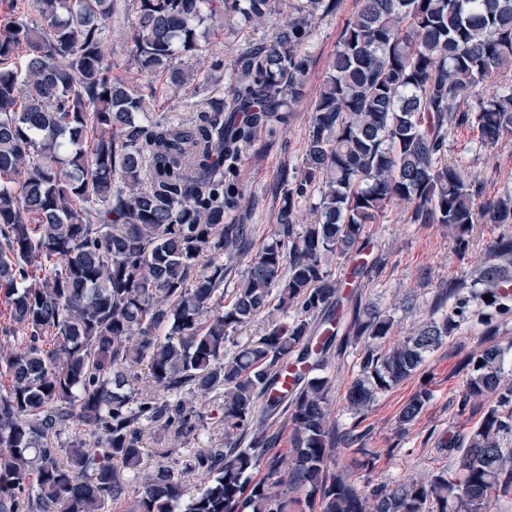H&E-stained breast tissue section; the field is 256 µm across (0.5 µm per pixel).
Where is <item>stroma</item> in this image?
<instances>
[{
    "label": "stroma",
    "mask_w": 512,
    "mask_h": 512,
    "mask_svg": "<svg viewBox=\"0 0 512 512\" xmlns=\"http://www.w3.org/2000/svg\"><path fill=\"white\" fill-rule=\"evenodd\" d=\"M359 8L358 0H339L337 9L317 12L312 19V35L303 46L309 59L306 94L288 114L286 124L274 130H258L255 141L244 149L238 178L245 199L235 212L236 223L248 225L251 246L234 258L224 278L225 292H232L245 275L255 254L266 244L277 226L282 204L283 177H300L303 170L308 130L313 119V104L320 91L328 64L339 36ZM136 21L134 10L118 9L109 24L104 51L111 56L112 75L140 87L149 111L173 122L191 119L199 99L228 94L230 64L247 40L267 41L271 28L233 33L221 28L200 41L197 55L182 58L183 69L208 75L200 91H168L162 78L143 82L132 59L129 31ZM448 158L459 161L468 183L491 197L512 190V137L500 139L495 146H476L472 132L456 129L448 137ZM500 233L492 224L475 225L467 256H459L446 225L415 224L407 204L389 206L377 222L367 227L369 247L380 263L369 277L351 287L352 298L344 302V311L360 308L390 317L393 326L379 341L378 349L388 350L411 335L430 317H442L452 307L448 283L473 281L475 269L490 256V247ZM479 303H472L457 329L411 377L378 396L364 413L349 405L348 393L360 373L366 341L344 348H332L327 355L324 376L330 380L328 420L336 432L329 450L327 468L335 473L347 470L355 485L363 491L381 485L392 489L400 484L429 481L431 475L445 470L458 472L459 448L465 444L483 413L496 397L485 394L473 398L466 410H459L458 400L465 391L467 371L462 364L485 347L483 327L478 320ZM428 388L431 398L420 416L411 424L398 423L402 406L421 388ZM186 406L202 415L194 432L175 436L146 430L144 442L150 454L144 470L132 473L120 470V480L129 491L119 500L106 501L101 512H128L133 491L145 475L160 468L182 472L187 489L197 488L203 477L183 473L184 462L206 448L224 443V396L217 392L185 396Z\"/></svg>",
    "instance_id": "obj_1"
}]
</instances>
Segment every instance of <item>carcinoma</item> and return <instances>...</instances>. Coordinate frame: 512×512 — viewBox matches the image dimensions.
<instances>
[{
	"mask_svg": "<svg viewBox=\"0 0 512 512\" xmlns=\"http://www.w3.org/2000/svg\"><path fill=\"white\" fill-rule=\"evenodd\" d=\"M280 0H137L133 57L141 73L179 90L195 78L178 61L199 50L219 19L240 29L269 23ZM335 0H306L272 42L247 43L231 64L228 99L210 98L188 122L148 115L137 88L112 77L103 51L117 0H32L33 13L0 25V284L22 335L0 345V512H100L126 494L114 469H139L147 428L191 432L186 392L224 393V447L195 454L186 466L209 480L197 491L161 468L136 489L132 512H292L296 499L273 491L283 459L267 455L279 434H254L260 418L285 415L292 478L307 488L311 512H490L512 495V383L506 349L493 342L464 363L465 393H498L470 434L460 475L359 492L327 471L334 439L327 424L328 379L297 381L271 394L295 356L320 370L337 338L333 305L340 282L326 261L354 262L369 274L365 228L393 203L412 207L415 224H446L457 253L474 225L496 224L497 258L512 257V193L480 199L447 158L448 132L467 127L478 144L512 135V92L480 84L512 65V0H359L338 40L313 105L301 177L283 179L274 237L252 259L224 302V251L242 250L248 226L228 221L242 191L236 173L258 129L288 121L305 94L312 12ZM320 190L319 218L296 229L294 207ZM94 212L95 220L87 218ZM512 267L486 261L471 297L448 283L454 306L393 349L370 350L349 390L361 411L415 373L427 353L457 327L470 299L490 312L512 311L504 293ZM292 309L229 358L233 333L268 310ZM490 299H484V296ZM392 322L355 309L345 343L388 335ZM144 365L156 392L135 388ZM430 393L401 410L412 423ZM81 423L104 452L60 440ZM266 460L267 476L249 474Z\"/></svg>",
	"mask_w": 512,
	"mask_h": 512,
	"instance_id": "1",
	"label": "carcinoma"
}]
</instances>
